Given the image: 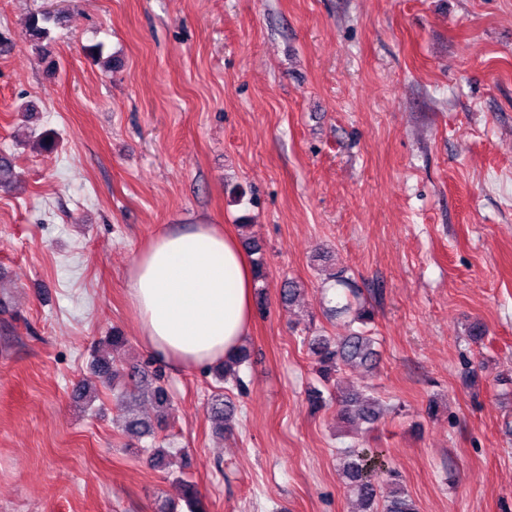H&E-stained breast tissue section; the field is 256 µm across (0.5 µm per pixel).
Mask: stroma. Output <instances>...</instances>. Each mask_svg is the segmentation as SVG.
Segmentation results:
<instances>
[{
	"mask_svg": "<svg viewBox=\"0 0 512 512\" xmlns=\"http://www.w3.org/2000/svg\"><path fill=\"white\" fill-rule=\"evenodd\" d=\"M1 148L0 512H159L181 477L205 512H355L360 444L422 512H512V0H0ZM192 224L264 254L246 391L219 435L212 375L166 366L167 425L131 447L92 351L117 330L148 359L127 272ZM322 248L376 292L378 363L343 374L381 400L371 432L306 401L304 337L353 329ZM58 21V17L54 16L50 11H43L31 15L26 22V28L29 35L42 44L44 41H47L51 25L57 24Z\"/></svg>",
	"mask_w": 512,
	"mask_h": 512,
	"instance_id": "obj_1",
	"label": "stroma"
}]
</instances>
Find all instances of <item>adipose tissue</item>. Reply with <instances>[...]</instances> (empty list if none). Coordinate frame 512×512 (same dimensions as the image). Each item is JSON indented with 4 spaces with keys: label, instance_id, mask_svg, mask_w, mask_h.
Returning a JSON list of instances; mask_svg holds the SVG:
<instances>
[{
    "label": "adipose tissue",
    "instance_id": "1",
    "mask_svg": "<svg viewBox=\"0 0 512 512\" xmlns=\"http://www.w3.org/2000/svg\"><path fill=\"white\" fill-rule=\"evenodd\" d=\"M254 288L239 240L217 224L163 229L126 280L145 348L187 367L223 362L240 349L253 322Z\"/></svg>",
    "mask_w": 512,
    "mask_h": 512
}]
</instances>
